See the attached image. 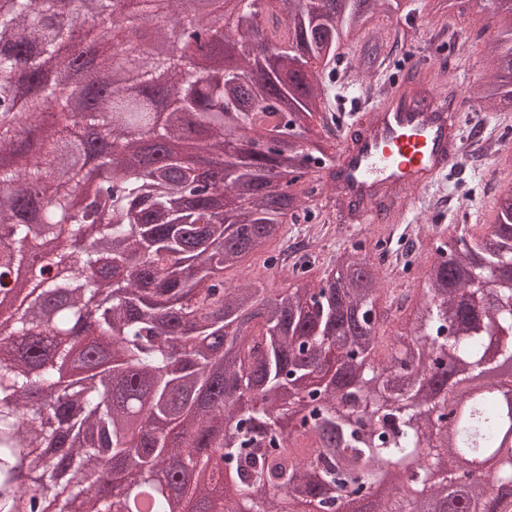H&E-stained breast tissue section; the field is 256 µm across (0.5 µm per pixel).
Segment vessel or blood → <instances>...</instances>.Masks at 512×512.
<instances>
[{"label": "vessel or blood", "mask_w": 512, "mask_h": 512, "mask_svg": "<svg viewBox=\"0 0 512 512\" xmlns=\"http://www.w3.org/2000/svg\"><path fill=\"white\" fill-rule=\"evenodd\" d=\"M359 138L343 136L337 166L339 194L360 200V230L392 222L412 190H425L452 166L463 163L461 125L446 92L433 90L427 104L403 84L361 120Z\"/></svg>", "instance_id": "obj_1"}]
</instances>
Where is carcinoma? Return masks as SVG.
Listing matches in <instances>:
<instances>
[{
    "instance_id": "cac0c4a2",
    "label": "carcinoma",
    "mask_w": 512,
    "mask_h": 512,
    "mask_svg": "<svg viewBox=\"0 0 512 512\" xmlns=\"http://www.w3.org/2000/svg\"><path fill=\"white\" fill-rule=\"evenodd\" d=\"M96 15L117 36L144 22L166 28L169 17L193 28L204 23L180 10V0H132ZM379 0H267L262 20L243 6L233 33L237 68L221 85L185 92L188 55L143 53L132 88H113L117 47L101 52L90 94L73 115L64 93L65 51L72 28L84 23L73 8L53 19L52 0H6L0 6V113L26 99L23 132L0 127V294H12L20 266L38 271L37 292L16 298L4 321L15 357L0 358V512H35L39 499L56 512H172L176 489L184 512H287L290 498L312 499L338 512L333 489L360 494L388 481L377 512H411L428 496L427 512H504L512 499V449L501 436L512 428V403L488 390L471 398L460 387L485 369L484 349L511 333L500 359L512 361V279L495 281L497 302L476 307L483 279L512 260V203L497 205L483 237L428 268V285L402 325L405 344L382 332L392 310L382 297L376 259L343 253L317 288L278 293L231 286L224 271L252 255L286 269V251L268 255L288 235L280 220L306 217L303 198L323 191L311 178L296 194L278 178L296 174L303 154L324 153L313 120L324 114L316 60L337 61L342 32L362 30ZM495 35L485 45L493 73L483 100L512 108V0H490ZM57 60L61 82L44 76ZM182 142L178 155L149 152L148 143ZM233 154L222 167L199 172L205 155ZM71 152L100 158L120 174L52 239V256L28 247L43 231L32 224L43 208L63 216L81 192L73 173L61 182L50 161ZM97 225L77 256L69 246ZM466 405L447 430L449 447L421 448L430 427L445 418L448 400ZM240 416L246 430L224 435V418ZM320 445L312 474L308 461ZM467 459L496 457L493 495L448 465V448ZM223 450L240 503L217 504L224 475L210 466ZM109 460L127 472L111 484L112 498L87 483ZM34 487L37 498L28 497ZM271 487L280 498L260 497Z\"/></svg>"
}]
</instances>
